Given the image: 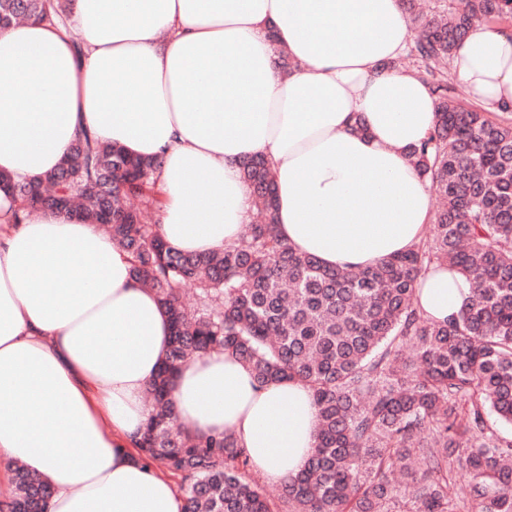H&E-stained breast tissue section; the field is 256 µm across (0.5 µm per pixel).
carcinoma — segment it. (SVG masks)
I'll list each match as a JSON object with an SVG mask.
<instances>
[{"label": "carcinoma", "instance_id": "cac0c4a2", "mask_svg": "<svg viewBox=\"0 0 512 512\" xmlns=\"http://www.w3.org/2000/svg\"><path fill=\"white\" fill-rule=\"evenodd\" d=\"M70 2L0 0V30L18 20L66 27ZM403 2L408 57L436 112L409 158L441 207L413 249L374 267L327 268L294 251L278 233L274 174L262 157L241 162L259 220L239 243L201 254L157 232L155 159L84 134L37 182L0 172L14 220L72 208L104 227L169 315L172 342L148 388L154 406L137 448L180 478L183 512H512V439L495 427L512 425V120L461 103L450 67L479 25L512 27V0H446L430 20L417 0ZM432 268L471 286L443 321L418 307L416 284ZM209 350L235 355L262 385L298 380L312 392L317 446L275 497L232 436L198 437L177 423L172 376ZM13 485L0 512H44L50 492L38 476L18 465Z\"/></svg>", "mask_w": 512, "mask_h": 512}]
</instances>
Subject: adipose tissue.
<instances>
[{
    "instance_id": "obj_1",
    "label": "adipose tissue",
    "mask_w": 512,
    "mask_h": 512,
    "mask_svg": "<svg viewBox=\"0 0 512 512\" xmlns=\"http://www.w3.org/2000/svg\"><path fill=\"white\" fill-rule=\"evenodd\" d=\"M72 12L69 31H0V170L15 180L54 171L87 132L159 159V232L185 253L239 240L252 203L239 164L253 156L272 164L281 237L324 266L372 267L425 234L431 186L408 154L434 126L435 97L394 66L412 37L403 0H73ZM451 67L498 111L512 102V29L483 24ZM13 210L0 193V499L20 463L50 487L46 512H183L135 446L167 313L98 225L57 211L16 224ZM418 288L440 321L468 294L446 270ZM172 398L178 424L231 433L272 483L317 443L306 385L259 384L224 351L184 364Z\"/></svg>"
}]
</instances>
